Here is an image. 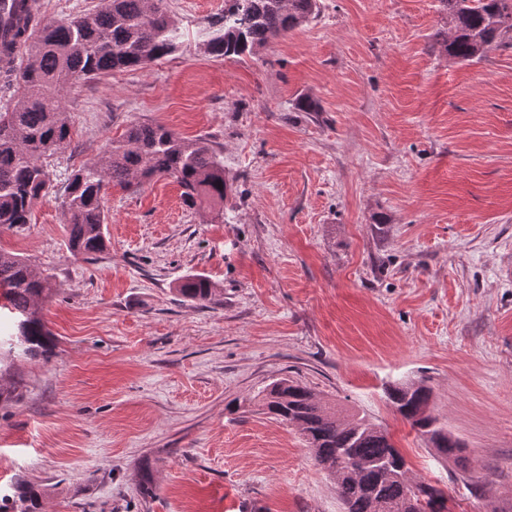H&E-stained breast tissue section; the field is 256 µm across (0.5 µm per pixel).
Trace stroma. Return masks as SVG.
<instances>
[{
  "label": "stroma",
  "mask_w": 512,
  "mask_h": 512,
  "mask_svg": "<svg viewBox=\"0 0 512 512\" xmlns=\"http://www.w3.org/2000/svg\"><path fill=\"white\" fill-rule=\"evenodd\" d=\"M239 59L203 46L224 0H164L181 47L68 86L52 193L0 249L50 276L47 361L0 356V489L40 512H343L256 395L290 377L386 431L448 512H512V49L448 58L439 0H319ZM300 96L317 109L296 112ZM206 140L223 214L173 178L109 188L107 249L68 246L62 194L137 123ZM202 275L210 307L177 285ZM425 383L467 470L385 391ZM151 495H142L143 479ZM13 490V496L6 495L1 499V512H38L39 493L34 485L20 483L16 484ZM17 502L20 504V510H17Z\"/></svg>",
  "instance_id": "obj_1"
}]
</instances>
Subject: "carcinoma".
Listing matches in <instances>:
<instances>
[{
	"instance_id": "carcinoma-1",
	"label": "carcinoma",
	"mask_w": 512,
	"mask_h": 512,
	"mask_svg": "<svg viewBox=\"0 0 512 512\" xmlns=\"http://www.w3.org/2000/svg\"><path fill=\"white\" fill-rule=\"evenodd\" d=\"M444 51L459 61L480 59L494 43L512 47V0H440ZM319 11V0H224V16L208 31L205 52L213 57L253 55L274 39L306 23ZM33 40H23L25 66L0 63V82L15 88V104L0 112V229H21L33 206L46 199L50 174L44 160L70 143L63 92L75 81L101 74L143 69L175 53L181 34L163 0H106L95 12L67 20H37ZM172 177L182 199L193 208L206 204L223 210L232 185L224 162L202 139L185 140L158 124L131 125L112 140L104 156L75 170L64 186L63 208L68 246L76 254L106 249L105 188L126 190L154 177ZM52 292L49 277L37 274L17 255L0 251V297L14 314L11 345L23 354L49 358L54 342L40 314ZM184 300L201 306L216 303V288L201 275L177 288ZM423 385L386 389L390 406L412 429L426 437L437 454L465 470L468 457L457 438L437 424ZM264 413L296 427L315 463L336 481L345 512H401L413 489L426 490L420 512H447L440 492L409 477L403 454L376 424L365 417L341 415L300 383L282 378L263 391ZM362 464L353 472L337 469L343 458ZM38 512L35 486L20 483L0 500V512Z\"/></svg>"
}]
</instances>
